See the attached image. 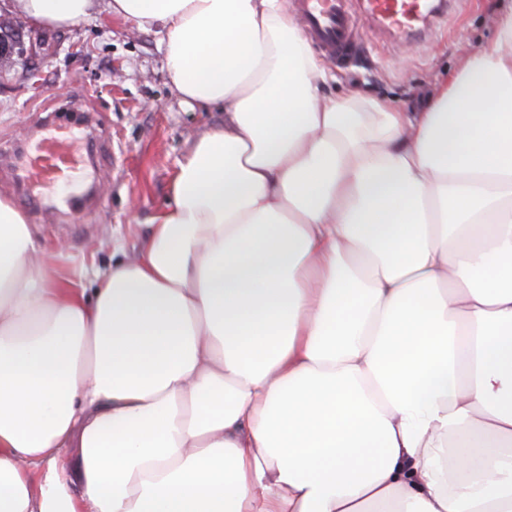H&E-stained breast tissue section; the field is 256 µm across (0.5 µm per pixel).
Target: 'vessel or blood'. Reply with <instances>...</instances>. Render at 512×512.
<instances>
[{"instance_id": "b4317fda", "label": "vessel or blood", "mask_w": 512, "mask_h": 512, "mask_svg": "<svg viewBox=\"0 0 512 512\" xmlns=\"http://www.w3.org/2000/svg\"><path fill=\"white\" fill-rule=\"evenodd\" d=\"M306 36L329 58L355 52L364 27L391 37L411 35L440 25L454 9L453 0H364L354 9L353 0H290ZM20 178L48 188L58 179L78 180L83 160L69 136L54 135L40 140L32 149H19Z\"/></svg>"}]
</instances>
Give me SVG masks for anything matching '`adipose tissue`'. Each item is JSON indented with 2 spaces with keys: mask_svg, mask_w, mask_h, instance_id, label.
Returning <instances> with one entry per match:
<instances>
[{
  "mask_svg": "<svg viewBox=\"0 0 512 512\" xmlns=\"http://www.w3.org/2000/svg\"><path fill=\"white\" fill-rule=\"evenodd\" d=\"M102 13L224 124L89 294L0 197V512H512V2L419 112L288 0H0Z\"/></svg>",
  "mask_w": 512,
  "mask_h": 512,
  "instance_id": "obj_1",
  "label": "adipose tissue"
}]
</instances>
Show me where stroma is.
<instances>
[{
	"label": "stroma",
	"instance_id": "35a3bbf8",
	"mask_svg": "<svg viewBox=\"0 0 512 512\" xmlns=\"http://www.w3.org/2000/svg\"><path fill=\"white\" fill-rule=\"evenodd\" d=\"M496 0H460L446 25L392 46L366 33L348 66L326 60L336 75L329 91L354 89L409 112L422 111L439 81L462 57L490 42ZM23 60L0 74V149L37 138L47 111L67 105L69 127L98 161L96 203L70 217L76 195L67 180L51 188L54 207L26 211L46 260L74 287L93 289L113 254L135 257L164 204L179 160L224 113L181 103L162 65L159 37L108 19L66 29L27 30Z\"/></svg>",
	"mask_w": 512,
	"mask_h": 512
}]
</instances>
